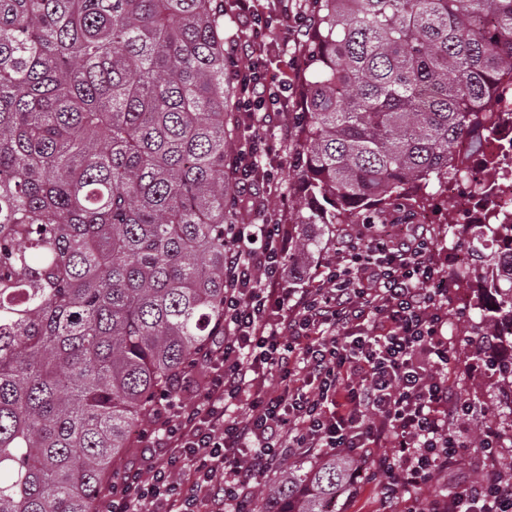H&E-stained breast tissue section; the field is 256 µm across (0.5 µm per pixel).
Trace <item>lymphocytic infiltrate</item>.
Listing matches in <instances>:
<instances>
[{"mask_svg": "<svg viewBox=\"0 0 512 512\" xmlns=\"http://www.w3.org/2000/svg\"><path fill=\"white\" fill-rule=\"evenodd\" d=\"M234 8L250 31L224 48L247 116L237 165L250 194L274 180L253 173L277 154L286 129L288 86L270 83L260 66L267 38L277 20L298 37L309 17L287 0L275 15L259 0ZM431 249L419 225L388 240L366 221L320 265L318 287L287 288V240L274 215L236 225L224 252V333L202 357L211 374L192 402L159 405L136 439L150 451L146 467L125 468L96 512H198L203 504L251 512L259 472L339 448L358 460L357 475L378 484L377 512H512V485L496 470L446 494L412 496L458 466L473 420L448 383L456 364L448 292ZM272 375L280 391H270ZM238 406L245 417L233 415Z\"/></svg>", "mask_w": 512, "mask_h": 512, "instance_id": "lymphocytic-infiltrate-1", "label": "lymphocytic infiltrate"}]
</instances>
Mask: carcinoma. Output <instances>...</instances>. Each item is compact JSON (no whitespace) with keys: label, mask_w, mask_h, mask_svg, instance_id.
<instances>
[{"label":"carcinoma","mask_w":512,"mask_h":512,"mask_svg":"<svg viewBox=\"0 0 512 512\" xmlns=\"http://www.w3.org/2000/svg\"><path fill=\"white\" fill-rule=\"evenodd\" d=\"M288 279L323 235L465 175L507 123L512 0H313ZM224 0H0V512H95L134 429L224 335ZM325 226L316 236L312 226ZM481 335L512 352V216L466 229ZM340 451L259 479L252 512H336Z\"/></svg>","instance_id":"1"}]
</instances>
